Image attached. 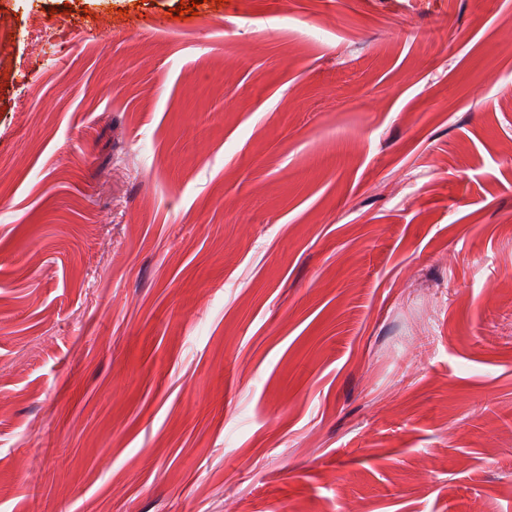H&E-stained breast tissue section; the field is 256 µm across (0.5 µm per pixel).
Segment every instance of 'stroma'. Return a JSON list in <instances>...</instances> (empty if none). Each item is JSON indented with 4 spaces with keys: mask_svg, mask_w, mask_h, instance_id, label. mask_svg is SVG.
<instances>
[{
    "mask_svg": "<svg viewBox=\"0 0 512 512\" xmlns=\"http://www.w3.org/2000/svg\"><path fill=\"white\" fill-rule=\"evenodd\" d=\"M179 2L0 0V512H512V0Z\"/></svg>",
    "mask_w": 512,
    "mask_h": 512,
    "instance_id": "1",
    "label": "stroma"
}]
</instances>
